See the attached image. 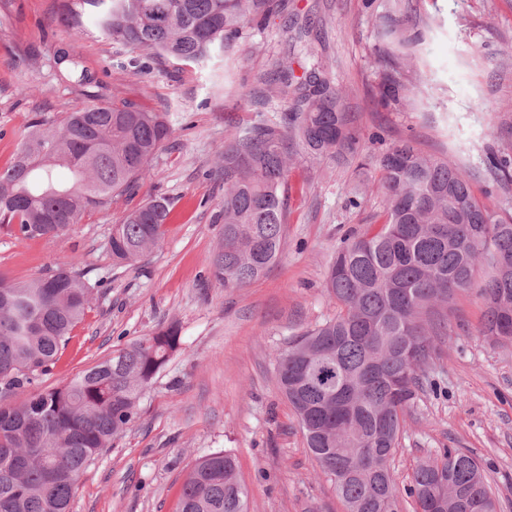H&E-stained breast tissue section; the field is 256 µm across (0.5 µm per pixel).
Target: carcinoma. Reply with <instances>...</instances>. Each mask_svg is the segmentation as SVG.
I'll list each match as a JSON object with an SVG mask.
<instances>
[{
	"mask_svg": "<svg viewBox=\"0 0 512 512\" xmlns=\"http://www.w3.org/2000/svg\"><path fill=\"white\" fill-rule=\"evenodd\" d=\"M282 8L280 0H65L64 19L84 21L133 50L179 62H204L250 23ZM416 38L390 44L378 57L391 71L394 97L410 72ZM54 64L88 89L89 104L59 119L36 116L12 161L0 168V227L25 238L59 237L92 209L133 195L173 129L161 112L132 100H101L94 75L78 69L66 47ZM262 91L249 97L289 102L272 119L234 130L224 142L222 244L212 274L242 287L280 257L288 224L290 161L355 153L361 135L346 110L347 94L325 66L276 59ZM376 189L384 223L344 238L323 284L336 317L308 329L276 358L279 389L297 416L306 446L347 512H400L391 470L406 417L426 383L434 327L448 323V302L484 266L482 334L512 342V215L499 214L472 190L466 166L403 141L379 162ZM58 166L72 173L56 179ZM509 177L512 153L490 160ZM170 203L145 201L113 225L112 259L131 264L164 235ZM93 288L69 264L25 283L0 279V512H69L79 475L137 418L140 402L180 347L174 326L133 342L61 385L25 391L59 361L84 320ZM331 366L328 388L305 371ZM416 512H496L481 461L448 449L420 463L408 488ZM179 512H247V490L226 450L195 460L182 483Z\"/></svg>",
	"mask_w": 512,
	"mask_h": 512,
	"instance_id": "1",
	"label": "carcinoma"
}]
</instances>
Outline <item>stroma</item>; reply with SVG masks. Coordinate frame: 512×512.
Segmentation results:
<instances>
[{"instance_id":"stroma-1","label":"stroma","mask_w":512,"mask_h":512,"mask_svg":"<svg viewBox=\"0 0 512 512\" xmlns=\"http://www.w3.org/2000/svg\"><path fill=\"white\" fill-rule=\"evenodd\" d=\"M309 17L307 49L284 38L287 17ZM421 33L422 81L380 105L387 69L375 59L389 30ZM70 48L98 80L105 100L130 99L166 113L173 128L131 196L85 214L57 238L29 239L0 230V273L25 282L76 262L96 290L85 321L40 388L108 358L116 349L174 325L182 345L147 390L133 425L82 473L70 512H177L192 463L231 451L248 490L250 512H346L335 487L306 448L296 416L281 396L275 357L294 335L333 317L323 281L341 238L380 224L379 196L352 205L363 179H377V159L395 142L463 163L476 173L475 195L512 212V181L491 172L489 157L512 145V0H288V10L211 60L183 64L142 55L62 20L61 0H0V167L20 147L35 115L60 116L86 101L53 64ZM289 56L325 65L347 90L366 139L357 154L319 164L297 157L288 174V231L280 258L242 288L216 281L210 261L222 237L224 178L218 160L230 127L283 112L284 100L254 105L244 93L271 62ZM377 140H369V133ZM167 197L171 215L160 244L132 266L112 261V226L141 201ZM482 280L455 292L451 335L438 339L421 394L393 458L401 512H414L405 490L416 464L445 448L473 452L484 464L498 512H512V344L481 335Z\"/></svg>"}]
</instances>
